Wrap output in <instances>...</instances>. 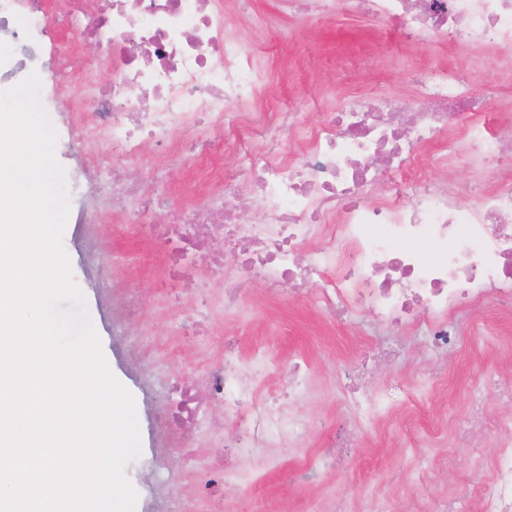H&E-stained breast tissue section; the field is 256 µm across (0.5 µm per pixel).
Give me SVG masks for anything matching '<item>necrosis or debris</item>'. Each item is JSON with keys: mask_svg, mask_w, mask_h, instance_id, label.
<instances>
[{"mask_svg": "<svg viewBox=\"0 0 512 512\" xmlns=\"http://www.w3.org/2000/svg\"><path fill=\"white\" fill-rule=\"evenodd\" d=\"M69 27L105 50L110 86L75 96L88 112L100 181L97 206L82 222L90 237L113 217L149 233L166 267L160 288L198 332L195 306L182 283L214 274L226 283L224 307L240 309L250 284L270 292L304 288L331 316L367 311L374 323L414 330L425 350L447 355L457 338L453 314L481 305L512 310V99L496 89L475 90L465 69L433 66L412 78L410 98L343 92L337 101L279 102L269 96L268 71L235 29L224 0H62ZM349 10L397 29L407 43L465 46L493 55L512 69V0H281V14L320 22ZM319 110L311 120V110ZM224 127L236 164L205 201L156 221L160 203L143 181L121 176L123 160L159 164L176 156L200 166L211 156L195 128L207 120ZM261 148H254L253 138ZM490 172L469 204L451 177L457 165ZM251 196L260 215L246 223L238 204ZM265 255L237 266L216 260L213 239ZM268 368L243 362L228 344L223 363L188 374L176 387L168 415L191 447L206 410L204 398L224 405L234 424L233 457L211 463L210 492L237 481L242 458L283 438L299 439L307 418L273 393H262ZM512 399V381L487 374L469 385L467 422H451L455 442L488 466L469 491L450 490L421 506L377 488L361 499L339 497L318 512H512V418L489 419L487 391ZM356 424L379 431L398 413L365 389H348ZM493 427L484 443L469 426ZM359 433L309 454L296 451L308 476L346 475L348 450Z\"/></svg>", "mask_w": 512, "mask_h": 512, "instance_id": "4bbe7bcc", "label": "necrosis or debris"}]
</instances>
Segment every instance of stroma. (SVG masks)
<instances>
[{
  "instance_id": "obj_1",
  "label": "stroma",
  "mask_w": 512,
  "mask_h": 512,
  "mask_svg": "<svg viewBox=\"0 0 512 512\" xmlns=\"http://www.w3.org/2000/svg\"><path fill=\"white\" fill-rule=\"evenodd\" d=\"M47 13L44 25L17 30L0 26V88L8 89L30 73L48 77L40 104L56 132L55 156L65 170L66 180L75 179L85 161L86 147L73 134L76 113L66 111L77 88L99 89L112 80L109 61L70 74L62 69L59 48L73 37L61 15L58 0H43ZM364 20L341 13L318 31L294 23L293 40H277L270 30L253 26L248 32L252 45L262 51L269 64L268 74L280 93L292 98L319 101L336 88L343 75H351L359 85L381 92L406 96L410 85L404 72L407 59L428 64L429 47L404 43L387 26L372 38H364ZM449 65L467 64L475 89L499 87L512 94V72L499 67L490 55L466 47L450 50ZM69 215L62 243L69 259L71 277L85 299V310L99 337L102 351L116 379L132 394L142 440V454L128 464L126 473L139 493L136 512H145L146 501L160 480H167L170 491L190 490L197 494L199 512H209L211 501L200 487L205 470L186 473L181 455H171L163 477H156L143 465L157 446L156 417L172 404L169 386L190 370L212 366L224 356V342L236 341L245 355L262 352L274 369L271 383H280L279 368L294 363L308 372L309 388L291 407L292 412L310 417L313 425L301 437V447L316 452L337 441L350 430L351 421L341 379L348 362L375 338L371 320L359 311L337 321L323 314L307 299L282 296L268 298L261 284L255 283L240 311L224 312L220 300H212L209 314L213 332L191 336L181 330L182 316L156 285L159 261L147 238L113 229L104 224L100 265L85 263L87 241L78 214L87 204L85 196L69 197ZM136 289L142 311L133 326L146 336L148 346L141 357L127 350L123 334L120 300L125 289ZM512 362L507 350L478 342L464 353L438 358L430 352L415 353L400 366L379 369L367 389L384 403L398 407L409 401L420 402L443 420L438 439L448 445L447 424L462 410L470 381L483 373ZM447 365L450 387H435L429 380L440 365ZM460 469L422 468L420 449L406 447L398 428L372 433L360 446L352 448L353 463L349 483L329 474L316 486L300 482V463L292 449L275 453L256 449L244 472L243 481L224 487L226 504L236 512H303L309 497L331 499L366 493L373 485L398 477L405 489L424 498L446 489L458 488L461 470L475 467L468 449L455 448Z\"/></svg>"
}]
</instances>
